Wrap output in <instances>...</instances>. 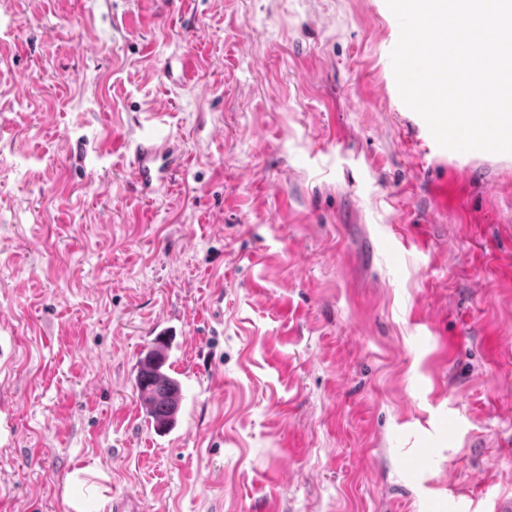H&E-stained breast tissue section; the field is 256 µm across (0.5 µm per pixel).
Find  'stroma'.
<instances>
[{
  "label": "stroma",
  "mask_w": 512,
  "mask_h": 512,
  "mask_svg": "<svg viewBox=\"0 0 512 512\" xmlns=\"http://www.w3.org/2000/svg\"><path fill=\"white\" fill-rule=\"evenodd\" d=\"M395 40L386 0H0V512L87 465L99 512L512 498V154L435 159ZM168 138L163 130L154 128L141 138L133 151V179L148 195L157 193L171 170L179 165L178 157L167 147ZM164 342H160L153 349L141 358L139 362V370L136 375V387L140 392H148L154 395L157 407L153 411H148L147 416L151 419L152 424L157 430L168 429L165 428L164 422V408L168 406L170 395L176 391L182 392L180 382L168 375L163 367L167 361L166 350H164ZM162 370L160 375L157 371Z\"/></svg>",
  "instance_id": "1"
}]
</instances>
